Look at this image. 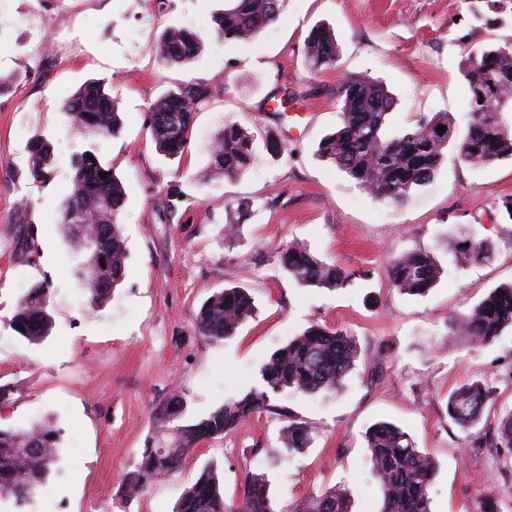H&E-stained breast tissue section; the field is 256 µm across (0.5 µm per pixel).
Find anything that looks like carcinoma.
I'll use <instances>...</instances> for the list:
<instances>
[{"label":"carcinoma","instance_id":"obj_1","mask_svg":"<svg viewBox=\"0 0 512 512\" xmlns=\"http://www.w3.org/2000/svg\"><path fill=\"white\" fill-rule=\"evenodd\" d=\"M286 0H225L213 16L214 32L222 41H250L276 23ZM204 49L203 39L180 25L167 26L156 45L161 62L186 67ZM340 48L332 28L316 24L304 41L309 70L319 72L336 64ZM467 82L466 124L455 142L457 158L472 167H488L512 160V125L504 113L512 109V43L468 54L461 66ZM212 94L209 86L187 83L161 95L149 108V131L165 157H181L189 147V130L199 105ZM340 122L318 144L317 155L334 165L359 189L393 203L404 202L413 191L429 184L448 158L456 135L446 112L421 116L415 125L387 134L388 116L396 99L380 79L346 76L336 86ZM496 111H488L489 107ZM70 123L84 143L71 159V189L60 204L67 246L78 262L75 277L88 294L91 311L105 307L126 274L128 259L120 216L126 193L112 168L100 160L99 140L119 135L122 121L112 97L98 80L83 83L63 104ZM446 126L444 133L438 126ZM30 174L44 182L55 156L41 135L29 141ZM258 156L256 140L246 126L226 122L214 136L210 164L214 174L234 179L250 170ZM106 177H100V173ZM250 204L227 209L224 237L236 232ZM453 263L465 267L492 258L491 245L477 238L471 225L453 224L446 231ZM279 265L300 287L329 291L348 286L351 275L320 259L311 248L293 241L278 251ZM447 272L434 251L417 248L398 256L388 270L393 289L409 296H426ZM51 288L33 284L19 299L11 320L13 330L30 344H39L54 325ZM254 298L244 288L230 287L212 295L195 316L197 333L212 343L236 335L254 312ZM512 329V282L498 285L469 313L451 319V335L481 347L497 343ZM361 353L355 336L341 329L312 324L275 350L261 368V383L245 395L199 419L186 417V400L173 393L153 414L152 433L135 468L126 472L118 488L122 499L136 498L159 476L177 471L196 445L226 434L264 411L284 417L279 433L283 447L302 453L313 440V427L289 413L272 409L271 399L287 390L304 394H337ZM494 387L486 380L463 383L448 392V418L470 430L492 403ZM61 429L46 418L28 428H0V494L22 509L30 504L59 462ZM495 447L512 457V411L499 417ZM367 459L379 482L380 512H432L430 489L437 465L416 448L398 425L378 421L365 433ZM174 512H276L263 472L245 474L239 497L228 503L220 493L211 467L203 468L184 490ZM291 512H351V499L339 486L327 487L302 499Z\"/></svg>","mask_w":512,"mask_h":512}]
</instances>
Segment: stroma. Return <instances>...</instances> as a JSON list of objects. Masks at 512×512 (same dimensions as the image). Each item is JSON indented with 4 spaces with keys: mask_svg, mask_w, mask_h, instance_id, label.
Wrapping results in <instances>:
<instances>
[{
    "mask_svg": "<svg viewBox=\"0 0 512 512\" xmlns=\"http://www.w3.org/2000/svg\"><path fill=\"white\" fill-rule=\"evenodd\" d=\"M223 8L224 0H170L163 10L155 0H0V74L15 78L0 94V386L11 390L0 404V427L50 417L62 431L51 492L27 512H173L209 464L228 502L246 472L264 471L277 512L334 485L347 489L352 512H378L380 486L364 433L380 420L401 426L436 460L433 512H478L488 498L512 512V467L489 446L498 416L512 410V330L490 347L446 337L450 317L512 281V220L496 209L512 196V161L474 168L448 158L430 184L396 205L372 198L316 154L339 122L336 85L346 75L385 82L397 100L390 132L431 112L464 127L463 57L512 43V0L495 11L489 0H288L280 20L246 44L211 37V17ZM172 23L205 42L189 66H165L152 50ZM318 23L333 28L340 54L335 68L314 73L303 45ZM90 79L105 80L123 121L100 158L125 187L128 251L123 283L96 312L74 278L59 223L79 142L61 106ZM189 82L208 84L212 95L194 117L187 154L168 159L151 138L149 107ZM277 87L292 98L279 116L264 103ZM228 121L259 138L279 132L285 153L276 161L260 154L237 179H214L209 144ZM37 134L57 158L43 183L29 172L28 141ZM172 187L181 193L173 206ZM238 201L252 210L227 242L225 206ZM22 224L33 228L38 248L29 261L18 256ZM454 224L472 225L493 259L449 267L424 297L391 288L387 270L399 255L429 247L447 260L444 233ZM293 240L351 273V283L333 292L298 287L276 256ZM37 281L52 289L54 327L31 345L11 319ZM233 286L248 289L255 312L233 338L209 342L194 316ZM316 322L353 334L363 355L339 394L273 398L277 410L313 426L310 448L270 458L283 421L277 410L264 412L198 444L177 472L156 478L141 496L119 500L152 414L173 389L184 393L188 417H204L256 386L269 355ZM476 379L492 381L497 399L478 429L466 431L449 422L447 396Z\"/></svg>",
    "mask_w": 512,
    "mask_h": 512,
    "instance_id": "obj_1",
    "label": "stroma"
}]
</instances>
